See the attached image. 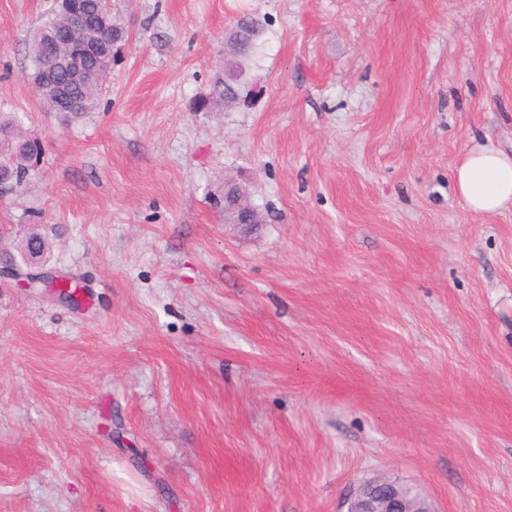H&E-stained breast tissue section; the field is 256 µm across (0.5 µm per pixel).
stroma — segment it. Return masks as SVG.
Masks as SVG:
<instances>
[{"instance_id":"stroma-1","label":"stroma","mask_w":512,"mask_h":512,"mask_svg":"<svg viewBox=\"0 0 512 512\" xmlns=\"http://www.w3.org/2000/svg\"><path fill=\"white\" fill-rule=\"evenodd\" d=\"M51 0H0V110L40 152L0 198L76 303L0 276V512H340L361 482L512 512V0H112L97 109H45ZM249 106L197 110L239 16ZM259 224L224 221V181ZM459 196L473 213H493L512 203V155L489 139L465 154L454 172Z\"/></svg>"}]
</instances>
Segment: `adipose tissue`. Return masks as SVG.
<instances>
[{
  "instance_id": "ef3b65f1",
  "label": "adipose tissue",
  "mask_w": 512,
  "mask_h": 512,
  "mask_svg": "<svg viewBox=\"0 0 512 512\" xmlns=\"http://www.w3.org/2000/svg\"><path fill=\"white\" fill-rule=\"evenodd\" d=\"M459 196L473 213H493L512 203V155L492 143L477 144L454 172Z\"/></svg>"
}]
</instances>
